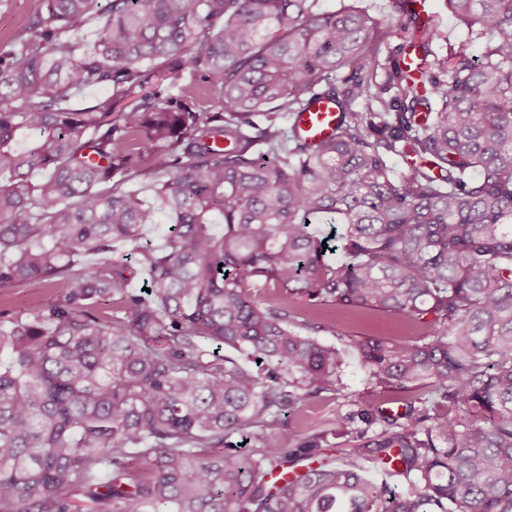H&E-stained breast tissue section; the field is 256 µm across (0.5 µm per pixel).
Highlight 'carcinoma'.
Listing matches in <instances>:
<instances>
[{
	"label": "carcinoma",
	"instance_id": "obj_1",
	"mask_svg": "<svg viewBox=\"0 0 512 512\" xmlns=\"http://www.w3.org/2000/svg\"><path fill=\"white\" fill-rule=\"evenodd\" d=\"M100 2L42 0L0 54V288L49 293L0 320V512H512V0H448L487 37L477 62L429 59L437 26L392 0L426 69L382 85L393 31L353 6L108 0L89 44ZM184 72L199 86L172 93ZM91 86L110 94L62 107ZM314 92L342 112L315 146L290 126ZM149 151L151 200L120 188ZM162 213L166 242L142 244ZM327 214L346 263L308 224ZM303 299L420 332L356 342L368 388L335 433L374 438L343 464L282 422L340 378L291 330Z\"/></svg>",
	"mask_w": 512,
	"mask_h": 512
}]
</instances>
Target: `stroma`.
<instances>
[{
	"mask_svg": "<svg viewBox=\"0 0 512 512\" xmlns=\"http://www.w3.org/2000/svg\"><path fill=\"white\" fill-rule=\"evenodd\" d=\"M359 10L394 35L383 44L379 62L389 66L402 53L403 39L397 31L405 18L396 12L390 0H352ZM428 12L438 21L440 37L432 45L435 56L444 58L463 52L479 58L483 37L471 34L448 9L447 0H428ZM41 9V0H0V46L30 38V23ZM301 335L317 339L341 350L344 364L341 379L333 390L325 391L308 401L295 415L288 416V426L307 432H325L330 453L337 461H345L352 448L346 438L334 433L337 416L356 410L357 401L365 391L364 373L359 365L354 344L366 335L409 338L414 330L394 316L360 309L337 310L334 318L320 315L307 303H299L295 317Z\"/></svg>",
	"mask_w": 512,
	"mask_h": 512,
	"instance_id": "1",
	"label": "stroma"
}]
</instances>
